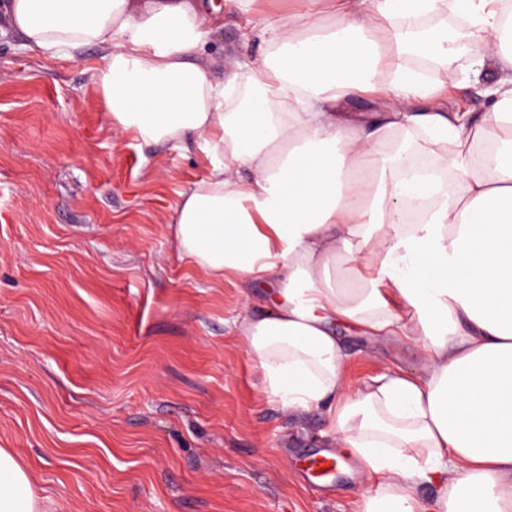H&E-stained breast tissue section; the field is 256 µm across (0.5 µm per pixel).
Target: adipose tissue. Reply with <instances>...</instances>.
Masks as SVG:
<instances>
[{"mask_svg": "<svg viewBox=\"0 0 512 512\" xmlns=\"http://www.w3.org/2000/svg\"><path fill=\"white\" fill-rule=\"evenodd\" d=\"M501 3L294 0L287 16L258 21L269 53L220 82L193 61L222 27L204 0L6 4L26 47L69 58L109 47L92 77L113 126L198 142L208 174L174 209L177 249L215 276L275 284L239 333L265 392L326 412L336 446L378 476L362 512H512V18ZM452 15L474 72L498 74L479 119L447 110L453 74L408 63L453 54ZM354 98L374 112L348 111ZM403 131L441 146L454 192L409 173L408 142L387 150ZM483 139L497 151L480 166ZM413 209L419 223H405ZM338 260L360 287L337 286ZM337 320L418 344L423 370L353 388ZM418 485L435 499L420 500ZM0 512H41L31 475L3 448Z\"/></svg>", "mask_w": 512, "mask_h": 512, "instance_id": "obj_1", "label": "adipose tissue"}]
</instances>
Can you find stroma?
<instances>
[{
    "instance_id": "stroma-1",
    "label": "stroma",
    "mask_w": 512,
    "mask_h": 512,
    "mask_svg": "<svg viewBox=\"0 0 512 512\" xmlns=\"http://www.w3.org/2000/svg\"><path fill=\"white\" fill-rule=\"evenodd\" d=\"M211 2L224 27L198 60L219 81L269 48ZM104 54L53 57L0 30V448L45 512H357L375 477L348 456L308 484L327 420L271 400L239 336L272 285L215 278L172 240L203 153L113 129L89 79ZM447 66L451 103L483 116L495 71ZM332 330L353 384L425 365L410 342Z\"/></svg>"
}]
</instances>
